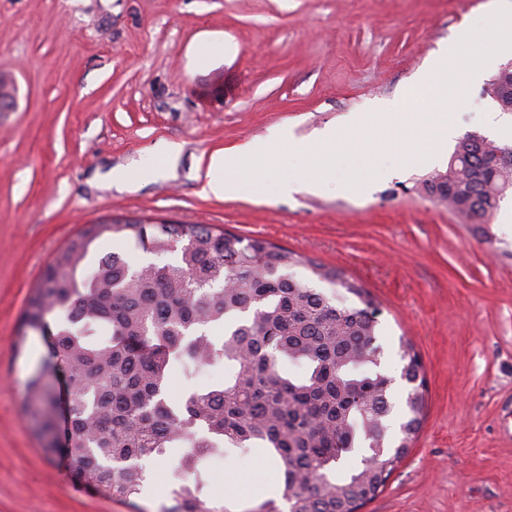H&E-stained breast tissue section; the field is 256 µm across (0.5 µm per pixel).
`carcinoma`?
Wrapping results in <instances>:
<instances>
[{
  "label": "carcinoma",
  "mask_w": 512,
  "mask_h": 512,
  "mask_svg": "<svg viewBox=\"0 0 512 512\" xmlns=\"http://www.w3.org/2000/svg\"><path fill=\"white\" fill-rule=\"evenodd\" d=\"M499 146L466 136L448 170L422 183L461 224H482L512 187V166L494 163ZM120 235L158 258L137 267L120 253L87 262L104 235ZM178 253L174 262L163 257ZM305 267L302 278L292 269ZM339 284L359 298L351 307L314 287ZM362 286L262 238L202 224L142 220L91 224L56 255L24 311L15 340L52 330L51 354L73 386L65 427L55 420L54 386L33 372L25 404L42 451L50 436L68 441L75 479L128 499L147 475L142 461L183 449L167 477L162 512H200L201 465L208 458L263 448L283 465L288 512H354L385 487L422 421L423 366L411 342L406 420L386 445L392 379L379 371L382 348ZM224 365V382L195 387L204 368ZM301 372L291 375L286 366ZM180 368L189 387L168 385ZM365 449L361 466L342 480L343 457Z\"/></svg>",
  "instance_id": "carcinoma-1"
}]
</instances>
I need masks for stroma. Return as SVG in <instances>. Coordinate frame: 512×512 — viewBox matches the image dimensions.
I'll return each mask as SVG.
<instances>
[{"label":"stroma","mask_w":512,"mask_h":512,"mask_svg":"<svg viewBox=\"0 0 512 512\" xmlns=\"http://www.w3.org/2000/svg\"><path fill=\"white\" fill-rule=\"evenodd\" d=\"M512 0H0V512H161L178 454L146 461L129 500L46 460L24 411L49 356L13 342L43 269L87 224L142 219L264 238L343 269L379 310L381 367L406 397L399 341L423 365L427 408L407 455L361 512H512V192L479 230L417 188L446 171L433 156H382L366 190L340 179L288 197L245 185L205 195L198 168L288 126L307 138L402 96L443 43ZM471 81L449 119L512 144V112ZM124 171L128 190L111 184ZM201 492L240 512L282 494V465L255 451L219 458Z\"/></svg>","instance_id":"1"}]
</instances>
